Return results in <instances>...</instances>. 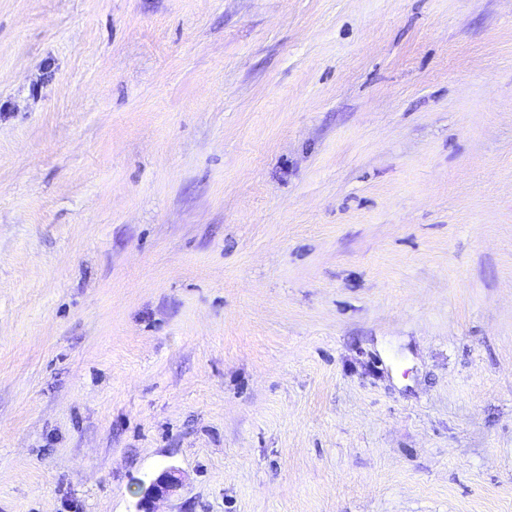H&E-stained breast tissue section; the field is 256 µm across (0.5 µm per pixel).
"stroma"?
Returning <instances> with one entry per match:
<instances>
[{
	"instance_id": "obj_1",
	"label": "stroma",
	"mask_w": 512,
	"mask_h": 512,
	"mask_svg": "<svg viewBox=\"0 0 512 512\" xmlns=\"http://www.w3.org/2000/svg\"><path fill=\"white\" fill-rule=\"evenodd\" d=\"M512 512V0H0V512ZM181 486L174 470L164 469L147 486H142L135 512H157L156 503L171 496Z\"/></svg>"
}]
</instances>
